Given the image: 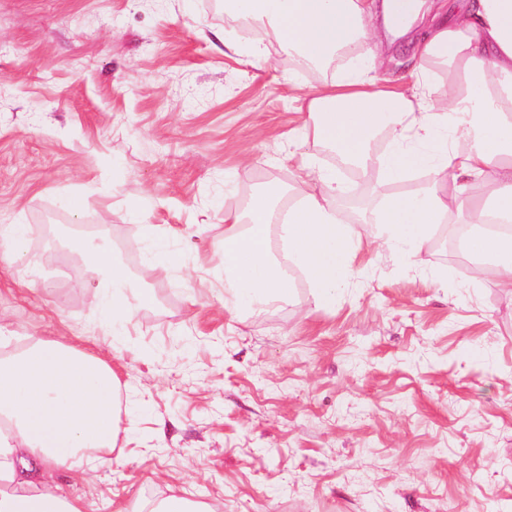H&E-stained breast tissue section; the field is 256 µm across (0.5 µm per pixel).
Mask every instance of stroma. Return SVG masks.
<instances>
[{"instance_id": "1", "label": "stroma", "mask_w": 512, "mask_h": 512, "mask_svg": "<svg viewBox=\"0 0 512 512\" xmlns=\"http://www.w3.org/2000/svg\"><path fill=\"white\" fill-rule=\"evenodd\" d=\"M224 0H0V322L78 336L113 370L111 465L63 476L85 512H148L168 486L223 512H512V288L434 235L360 251L323 302L305 276L262 309L226 306L224 212L335 172L343 218L415 193L364 180L296 132L290 93L340 76L268 61ZM159 229L180 257L137 275ZM104 243L153 302L103 344L79 243Z\"/></svg>"}]
</instances>
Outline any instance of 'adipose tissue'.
<instances>
[{
    "label": "adipose tissue",
    "mask_w": 512,
    "mask_h": 512,
    "mask_svg": "<svg viewBox=\"0 0 512 512\" xmlns=\"http://www.w3.org/2000/svg\"><path fill=\"white\" fill-rule=\"evenodd\" d=\"M420 0H225V10L272 27L283 50L306 67L335 60L338 51L377 43L382 29L415 23ZM409 80L377 77L381 62L367 52L353 68L319 89L295 95L302 139L321 142L362 174L379 171L398 181L414 171L429 180L415 194L392 195L374 215L384 225L383 245L418 252L433 225L455 213L469 224L512 222V0H465L452 17L436 12L413 53ZM448 72L447 96L430 78ZM389 137L388 152L376 146ZM298 203L272 225L270 189L251 200L247 213L224 214V299L251 309L284 302L293 293L289 265L275 259L279 238L292 260L331 300L353 277L352 258L363 242L342 225L332 201L335 176L301 160ZM486 189L474 201L473 184ZM466 253L475 274L498 271L512 288V238L474 233ZM97 275L94 290L108 320L107 336L125 335L137 307L152 300L144 288L129 291L128 277L111 256L86 249ZM0 325V512H84L65 494L61 471L78 473L101 457L118 430V390L111 368L78 344L28 336L23 347Z\"/></svg>",
    "instance_id": "1"
}]
</instances>
